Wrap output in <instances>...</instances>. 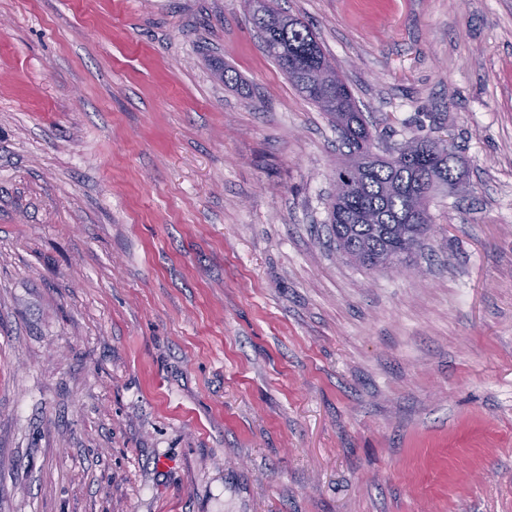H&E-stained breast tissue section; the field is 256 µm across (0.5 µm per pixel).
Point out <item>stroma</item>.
Listing matches in <instances>:
<instances>
[{
  "label": "stroma",
  "instance_id": "35a3bbf8",
  "mask_svg": "<svg viewBox=\"0 0 512 512\" xmlns=\"http://www.w3.org/2000/svg\"><path fill=\"white\" fill-rule=\"evenodd\" d=\"M279 3L451 140L418 275L251 0H0V512H512V0Z\"/></svg>",
  "mask_w": 512,
  "mask_h": 512
}]
</instances>
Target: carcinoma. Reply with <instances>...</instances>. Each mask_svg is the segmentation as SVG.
<instances>
[{
  "label": "carcinoma",
  "instance_id": "obj_1",
  "mask_svg": "<svg viewBox=\"0 0 512 512\" xmlns=\"http://www.w3.org/2000/svg\"><path fill=\"white\" fill-rule=\"evenodd\" d=\"M265 51L296 89L331 120L349 149L344 172L359 176L343 181L329 206L336 249L351 262L372 271L393 267L394 259L411 261L431 230L432 218H419L422 199L462 179L454 152L435 149L411 138L397 148L396 159L368 160L373 135L358 109L347 80L325 85L316 73L330 64L313 29L301 19L283 14L272 2L254 18Z\"/></svg>",
  "mask_w": 512,
  "mask_h": 512
}]
</instances>
